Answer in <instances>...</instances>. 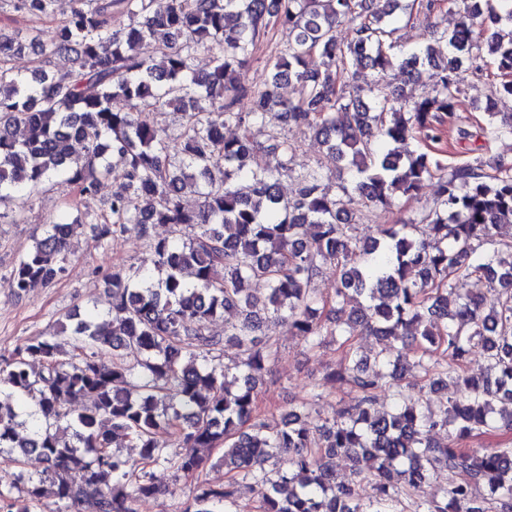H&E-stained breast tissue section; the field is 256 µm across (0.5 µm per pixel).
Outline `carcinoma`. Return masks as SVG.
<instances>
[{"instance_id":"obj_1","label":"carcinoma","mask_w":512,"mask_h":512,"mask_svg":"<svg viewBox=\"0 0 512 512\" xmlns=\"http://www.w3.org/2000/svg\"><path fill=\"white\" fill-rule=\"evenodd\" d=\"M52 2L15 0V9L43 17ZM461 4L458 24L441 33L448 55L440 58L428 46L393 52L388 38L410 13L409 0H75L47 43L34 29L22 39L0 34V201L61 175L88 198L118 166L123 181L97 218V238L135 233L155 255L153 273L132 266L105 279V313L68 314L65 341L33 337L0 363V455L44 465L22 498L0 497V512H47L56 500L79 512H136V502L169 492L155 481L158 467L193 482L181 512H235L241 481L255 488L259 512H395V491L419 490L438 468L465 470L471 480L448 483L441 499L418 505L421 512H512V447H466L474 436L512 433V253L505 259L494 248L499 230L512 226V164L478 158L449 170L430 150L404 156L391 147L415 135L435 142L437 124L457 122L458 72L465 65L483 72V52L502 79L483 107L482 134L512 135V115L495 122L497 100L512 99V0ZM115 9L132 18L124 32L112 31ZM271 26L287 28L291 39L271 61L270 82L249 87L241 69ZM147 39L158 56L136 52ZM37 45L41 62L31 75L6 66ZM199 50L213 55L205 73L192 67ZM313 54L316 70L308 67ZM55 56L71 66L52 68ZM426 67L440 71V84L414 100L378 85L365 101L345 77ZM283 80L301 86L298 100H283ZM115 98L128 111H113ZM243 98L248 112L238 109ZM167 108L182 122L162 133L149 112ZM272 118L312 132L352 172L340 193L329 192L317 165L300 175L296 197L281 194L293 147L281 132L258 139ZM226 125L238 134L225 138ZM75 135L81 155L72 149ZM257 151L268 161L251 170ZM433 180L436 199L419 220L428 238L406 224H382L364 240L354 235L363 208L413 198ZM187 191L197 197L194 208L183 204ZM87 219L79 213L48 226L15 262L16 294L65 274L70 241ZM155 224L169 225L171 236L150 239ZM182 225L197 232L182 239ZM484 245L492 250L477 254ZM330 269V291H317L314 280ZM472 277L492 288L454 296L453 280ZM253 282L266 286L265 300L252 295ZM346 308L342 360L312 393L338 383L355 395L329 426L312 428L305 404L270 424L258 402L273 355L263 318L284 323L313 350L325 322ZM234 310L241 318L225 323L224 337L210 335V324ZM409 326L419 393L450 380L460 387L438 412L405 395L399 349L383 347L370 363L356 346L362 336L396 341ZM227 346L241 355L231 377L207 366ZM475 348L485 359L479 374L468 369ZM384 386L394 390L391 411L376 407ZM33 394L38 404L29 411L23 401ZM441 430L442 445L434 439ZM118 432L136 457L113 450ZM171 438L181 443L172 455ZM220 447L225 481L217 484L202 477L199 450ZM338 456L349 461L345 480L336 477ZM364 482L374 490L367 504L357 493Z\"/></svg>"}]
</instances>
